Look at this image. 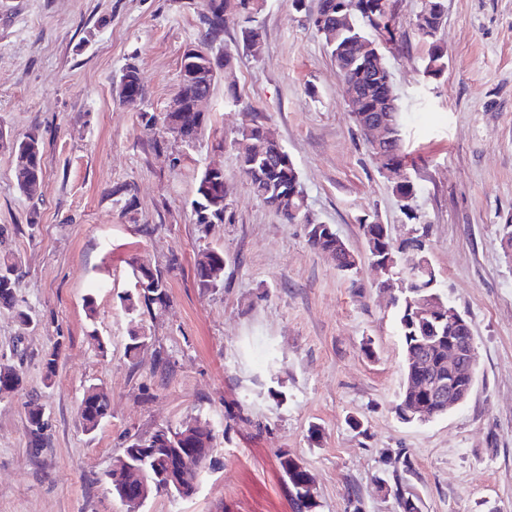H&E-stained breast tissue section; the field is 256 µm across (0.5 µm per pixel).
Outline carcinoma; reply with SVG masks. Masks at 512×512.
Returning <instances> with one entry per match:
<instances>
[{
  "label": "carcinoma",
  "instance_id": "obj_1",
  "mask_svg": "<svg viewBox=\"0 0 512 512\" xmlns=\"http://www.w3.org/2000/svg\"><path fill=\"white\" fill-rule=\"evenodd\" d=\"M360 9L354 11L352 23L336 30L335 40L325 42L328 55L336 64L342 76L349 82L361 87L371 111L362 113L357 123L380 116L376 108L383 99H388L391 128L390 142L381 150L370 148L378 169L382 170L393 159L405 160L404 143L400 123V105L398 98L389 97V89L386 85V73L377 69V65L371 63L362 54V47L366 44L378 43L376 21L385 18L395 22L397 0H359ZM206 9L200 14V23L204 29V42L213 44L222 40L226 19L218 11L216 0H205ZM224 9L227 11L243 12L247 15H255L262 11L257 5V0H224ZM446 15V0H422L421 8L416 15L415 26L420 39L428 45L425 73L431 78L442 76L448 67V58L444 47L436 43V32L441 27ZM262 32L257 26L243 27L240 29L238 45L242 50L256 57L262 49ZM213 64L203 66L204 76L190 82L180 84V91L185 95L187 102L191 103L197 98L210 96L220 68L234 69L235 54L229 50L224 54L211 56ZM121 79L129 86L135 96L144 98L139 70L136 64H127L123 69ZM255 127L252 131L256 138L263 140L265 148L251 156L238 159L239 169L246 178L252 193L267 207L282 219L293 224L301 221L312 224L307 201L302 193H293L294 184L299 182L297 169L288 155L287 150L281 144L275 133L263 122L254 120ZM34 139L20 142L15 147V154L28 153L29 166L25 170H16V185L19 191L30 200L41 197L43 185V151L41 138L38 133H33ZM394 191L402 207L407 209L410 219L417 218L414 210L410 209L408 201L417 196L419 188L414 180L409 179L403 184L394 185ZM192 212H198L203 208L216 214H224V223H233V211L224 205V168H205L196 183L194 199L191 202ZM360 227L365 238L368 252L372 261L382 265L386 269V277H391L393 271L402 268L406 280L404 292L394 304L395 325L398 335L401 336L404 349H419L422 342L431 340L434 342L433 351L439 360V376L448 378V322L419 323L413 317L411 301L423 295L438 294L436 284L437 276L429 259L424 255V249L419 239H414L404 245H395L389 237H382L379 233V225L375 219L363 216L360 219ZM308 243L310 247L323 253L335 248L332 235L325 232L315 233L314 229L308 231ZM337 268L345 276L349 277L358 272L359 258L352 251L341 250L337 255ZM224 251L215 247H206L200 251L196 263V276L199 287L209 290L219 288L223 283ZM148 275L156 281L157 290L139 299L126 298L127 309L135 312L140 306L150 307L165 306L168 304L169 282L168 275L159 269H148ZM22 271L17 262L3 258L0 260V308L11 310L15 313L20 330L27 331L37 324L36 313L30 307H24L19 303L17 290L20 287ZM44 408L36 401L28 405L26 413V429L30 438L31 449L39 452L48 438L50 424L41 421V413ZM109 415V398L103 388L96 384H90L85 389L78 416L83 430L87 433L95 432L101 422ZM149 438L137 437L130 441L123 453L117 457V461L126 460L136 464L145 474L146 478L159 469L164 468L169 461V456L164 451L145 456L138 448L142 442ZM183 447L189 457V463L185 472L186 481L191 483L199 478L201 465L206 460L204 449L213 446V441L207 440L204 435L182 437ZM279 465L288 484L301 482L311 476L309 470H297L293 466V456L282 454L279 457ZM412 471L410 458L403 454L394 461L392 478L395 486V499L398 512H420L418 496L403 488L404 475Z\"/></svg>",
  "mask_w": 512,
  "mask_h": 512
}]
</instances>
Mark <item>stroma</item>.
<instances>
[{
	"instance_id": "obj_1",
	"label": "stroma",
	"mask_w": 512,
	"mask_h": 512,
	"mask_svg": "<svg viewBox=\"0 0 512 512\" xmlns=\"http://www.w3.org/2000/svg\"><path fill=\"white\" fill-rule=\"evenodd\" d=\"M447 6L442 77L423 75L421 0H399L400 40L384 51L419 186L413 225L367 148L321 35L289 0H266L258 14L262 52L239 53L236 100L216 79L196 146L170 139L158 152L151 144L160 132L139 111H166L187 47L235 49L243 17L207 46L204 0H0V125L18 136L38 131L44 162L33 204L0 148V225L11 228L0 255L17 260L19 296L41 319L22 336L0 309V364L25 378L24 389L0 395V512H124L108 474L127 437L190 420L215 435L197 493L153 496L141 512H297L283 452L312 474L317 512H397L379 480L401 452L412 459L408 483L422 512H512V265L500 247L501 226L512 221V0ZM131 62L145 89L137 110L118 95ZM255 112L294 162L311 217L361 254L355 278L310 248L307 225L282 223L252 194L233 141ZM213 162L224 168L235 221L203 238L190 201ZM122 184L137 198L134 215L112 194ZM366 214L395 242L421 236L440 291L472 326V392L424 423L396 412L404 352L390 292L363 256ZM208 246L223 249L226 265L223 287L205 291L196 261ZM137 265L168 270L167 306L124 310ZM136 324L149 342L132 357ZM97 336L107 353L96 350ZM55 347L48 387L41 360ZM91 383L107 390L110 414L88 434L77 408ZM33 397L50 423L36 454L25 429ZM353 416L360 428L349 425Z\"/></svg>"
}]
</instances>
